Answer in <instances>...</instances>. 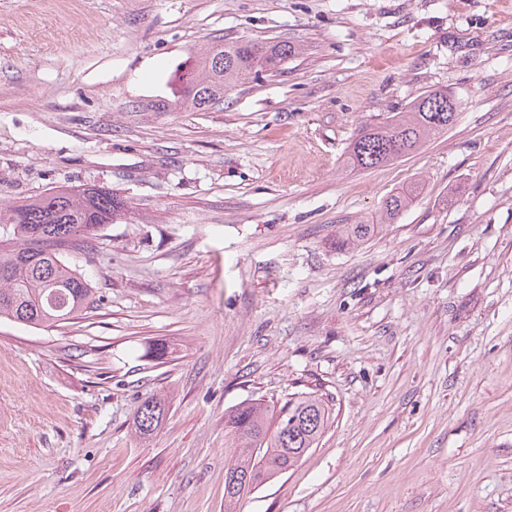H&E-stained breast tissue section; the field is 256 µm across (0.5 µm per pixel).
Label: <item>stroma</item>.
Instances as JSON below:
<instances>
[{"label":"stroma","instance_id":"1","mask_svg":"<svg viewBox=\"0 0 512 512\" xmlns=\"http://www.w3.org/2000/svg\"><path fill=\"white\" fill-rule=\"evenodd\" d=\"M241 39L296 51L210 110L129 109ZM436 89L448 132L347 165ZM93 184L128 209L93 308L0 320V512H224L225 412L305 392L330 426L241 512H512V0H0V206ZM419 191V187L415 186L408 192H401L393 194L386 198L383 206L382 213L384 220L391 223L395 218L404 210L412 199V196ZM374 224H347L336 237V246L344 248L368 240L376 231ZM164 412L160 400L145 401L138 410L137 429L142 435H149L157 426Z\"/></svg>","mask_w":512,"mask_h":512}]
</instances>
